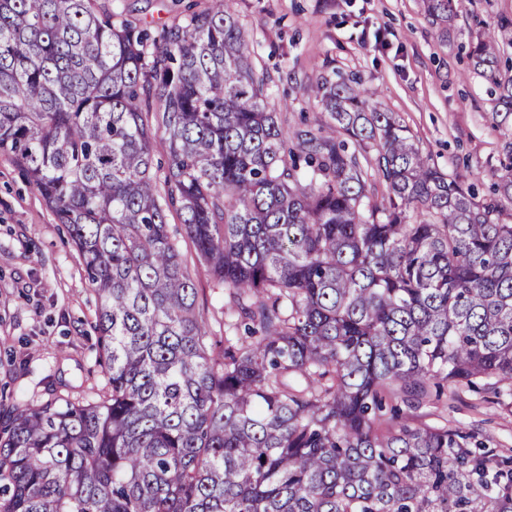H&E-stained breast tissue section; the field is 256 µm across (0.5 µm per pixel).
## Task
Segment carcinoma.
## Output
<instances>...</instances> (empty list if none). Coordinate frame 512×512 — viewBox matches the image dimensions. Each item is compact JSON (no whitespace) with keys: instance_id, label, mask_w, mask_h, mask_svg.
<instances>
[{"instance_id":"carcinoma-1","label":"carcinoma","mask_w":512,"mask_h":512,"mask_svg":"<svg viewBox=\"0 0 512 512\" xmlns=\"http://www.w3.org/2000/svg\"><path fill=\"white\" fill-rule=\"evenodd\" d=\"M207 2L152 35L113 0H0V153L68 228L106 377L0 410V512H512V453L422 412L436 379L512 400V179L476 199L334 69L324 121L283 129L235 0ZM452 2L424 0L445 31ZM511 29L470 51L507 129ZM180 250L189 268L194 271L196 288L198 289V303L208 312L210 330L213 336L224 339V313L229 307V297L225 289L215 282L205 270L198 264L196 254L191 242L181 239Z\"/></svg>"}]
</instances>
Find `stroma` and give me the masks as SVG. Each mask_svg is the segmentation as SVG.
Returning a JSON list of instances; mask_svg holds the SVG:
<instances>
[{"mask_svg": "<svg viewBox=\"0 0 512 512\" xmlns=\"http://www.w3.org/2000/svg\"><path fill=\"white\" fill-rule=\"evenodd\" d=\"M207 0H118L125 14L157 29L201 9ZM257 68L269 76L281 125L315 124L322 108L306 93L326 67L359 79L362 89L396 113L416 144L446 172L477 173L476 188L496 183L512 132L492 118L494 98L469 55L480 32L512 19V0H455L448 35L422 0H236ZM180 250L194 271L198 303L212 333L224 334L225 289L198 264L189 240ZM97 304L78 255L41 196L0 155V404H40L93 397L105 385L92 329ZM430 423L459 422L512 448V408L484 403L481 391L462 403L430 404Z\"/></svg>", "mask_w": 512, "mask_h": 512, "instance_id": "35a3bbf8", "label": "stroma"}]
</instances>
